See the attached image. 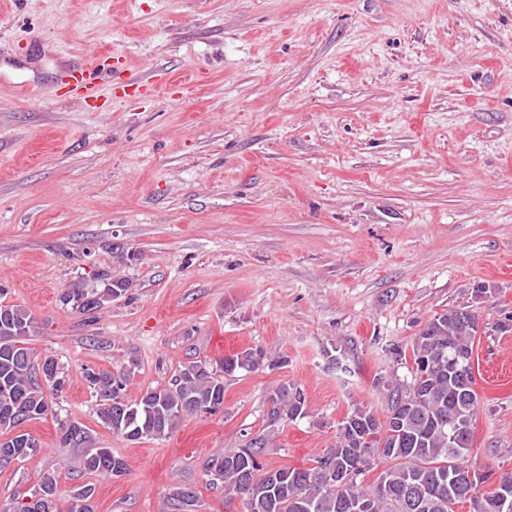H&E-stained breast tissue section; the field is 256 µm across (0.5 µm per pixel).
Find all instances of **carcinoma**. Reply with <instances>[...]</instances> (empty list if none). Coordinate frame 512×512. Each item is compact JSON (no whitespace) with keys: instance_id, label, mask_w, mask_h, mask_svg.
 I'll use <instances>...</instances> for the list:
<instances>
[{"instance_id":"1","label":"carcinoma","mask_w":512,"mask_h":512,"mask_svg":"<svg viewBox=\"0 0 512 512\" xmlns=\"http://www.w3.org/2000/svg\"><path fill=\"white\" fill-rule=\"evenodd\" d=\"M131 280L110 269L98 270L90 281L63 294L61 302L80 313L101 307L104 300L119 297L131 288ZM479 323L476 312L460 307L435 314L411 343L412 383L403 389L393 384V397L382 424L369 410L356 408L342 420L336 446L325 448L309 467L264 468L261 459L269 433L306 414L303 391L288 382L270 393L273 408L266 416L268 433L259 434L246 447L226 448L207 457L206 473L218 472L213 485L224 486V496L241 497L245 512H458L468 503L480 512L478 496L485 475L474 476L472 487H456L452 477L468 470L465 457L472 440H454L455 432H472L476 413L475 391L463 386L448 358L463 355L462 364L474 372V345ZM34 317L14 305H0V468L34 457L39 448H24L29 437L18 428L43 417L49 409L45 389L57 391L64 383L57 360H39L28 346ZM282 360L268 358L258 348L245 349L222 360L224 373L276 368ZM50 376L47 383L38 372ZM85 378L95 391L100 423L128 441L163 439L186 419L207 413L209 406H224V377L211 372L204 361H193L164 386L146 391L135 402L125 401L124 412L107 406L116 378L107 370L88 369ZM88 432L75 420L62 424L60 444L87 443ZM383 463L372 487L358 482L366 470ZM126 470L125 461L110 448H92L83 457L89 473L111 476L113 467ZM346 476L336 480V470ZM58 476L42 473L30 501H17L0 512H60L57 505ZM191 488L176 484L169 501L176 512H193L198 498L188 501ZM95 486L75 490L67 512H94Z\"/></svg>"}]
</instances>
